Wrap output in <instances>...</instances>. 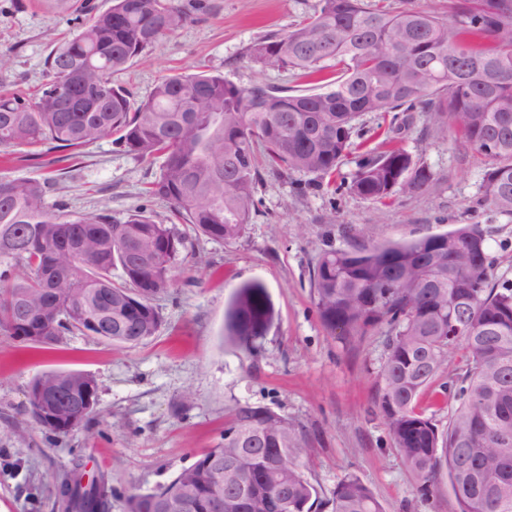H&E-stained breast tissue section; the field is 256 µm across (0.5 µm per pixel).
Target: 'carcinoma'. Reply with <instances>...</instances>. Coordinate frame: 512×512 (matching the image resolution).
<instances>
[{
	"mask_svg": "<svg viewBox=\"0 0 512 512\" xmlns=\"http://www.w3.org/2000/svg\"><path fill=\"white\" fill-rule=\"evenodd\" d=\"M47 59L50 80L38 96L0 95V151L53 145L80 149L113 136L139 159L159 163L149 193L168 202L180 223L211 239L237 238L249 223L260 181L257 155L278 170L318 179L336 174L359 136L366 112L431 107L437 134L448 125L489 160L483 202L512 215V0H470L454 22L412 9L361 0H320L306 23L253 45L264 67L309 75L341 67L326 89L299 95L266 84L240 87L221 74L162 78L146 100L132 101L112 83L188 17L175 0H111ZM54 12H78L77 0H44ZM85 70L104 93L86 110L63 108L57 91L87 96L72 80ZM432 175L400 147L356 161L348 189L368 200L426 190ZM47 180L0 177V331L39 347L79 332L128 346L155 335L161 317L149 298L170 287L187 237L145 211L124 221L107 205L89 214L48 210ZM325 250L311 274L318 316L333 335L386 328L376 380L377 407L392 445L417 482L421 500L446 474L458 512H512V283L498 282L478 224L402 242H365ZM275 320L258 281L234 288L224 326L248 350ZM462 348L465 370L455 407L439 428L419 410L420 395ZM28 411L41 427L65 435L97 413L94 379L49 371L28 390ZM313 448L288 418L262 406L236 407L224 441L170 482L134 493L127 512H167L172 500L200 503L224 489V512H386L356 475L319 500L305 478ZM57 493L66 512H108L94 488L67 475Z\"/></svg>",
	"mask_w": 512,
	"mask_h": 512,
	"instance_id": "cac0c4a2",
	"label": "carcinoma"
}]
</instances>
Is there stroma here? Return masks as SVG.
<instances>
[{"label":"stroma","instance_id":"1","mask_svg":"<svg viewBox=\"0 0 512 512\" xmlns=\"http://www.w3.org/2000/svg\"><path fill=\"white\" fill-rule=\"evenodd\" d=\"M319 6L320 0H200L179 30L113 81L138 102L177 72L221 74L241 87L319 89L320 81L249 56L254 43L292 30ZM76 27L70 16L44 9L39 0H0V91L36 94L47 80L50 51ZM393 135L432 173L428 191L375 202L318 185L310 174L264 172L239 237L224 242L191 235L173 285L153 300L162 325L142 344L74 334L33 349L0 332V512H63L57 484L76 465L85 480L106 477L109 512H125L130 494L170 481L221 442L231 410L243 405L287 417L312 443L304 473L320 500L329 499L349 472L388 512H456L447 480H440L433 503L420 500L377 408L385 328L347 340L331 335L310 281L321 253L343 246L344 229L365 241H386L475 223L488 236L496 278L512 281V216L491 212L482 202L487 159L461 138L439 137L422 108L399 113ZM157 171L111 137L88 145L75 160L61 150L0 157L2 177L51 179V211L91 213L106 204L117 221L138 209L171 218L168 203L146 192ZM252 280L267 287L276 311L254 353L224 335L230 292ZM462 366V353H455L421 401L439 426L447 425L453 408L442 386ZM55 370L89 374L97 386L96 416L60 437L26 411L31 381Z\"/></svg>","mask_w":512,"mask_h":512}]
</instances>
